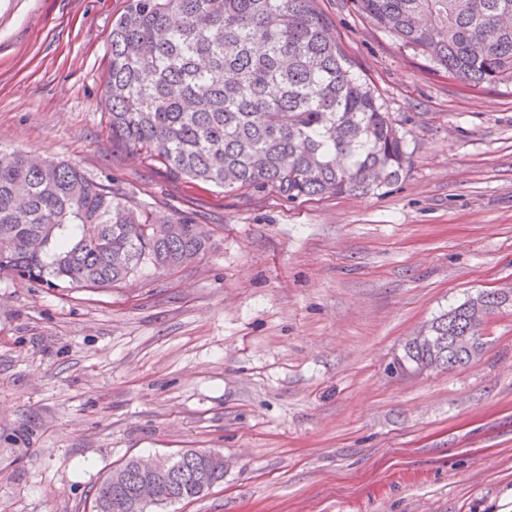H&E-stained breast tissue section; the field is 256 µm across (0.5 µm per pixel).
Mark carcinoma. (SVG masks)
Returning <instances> with one entry per match:
<instances>
[{"label":"carcinoma","mask_w":512,"mask_h":512,"mask_svg":"<svg viewBox=\"0 0 512 512\" xmlns=\"http://www.w3.org/2000/svg\"><path fill=\"white\" fill-rule=\"evenodd\" d=\"M402 45L473 87L512 79V0H353ZM105 96L112 139L190 181L301 198L366 195L411 164L405 135L355 70L318 0H129L112 24ZM209 236L163 220L78 167L21 151L0 156V274L57 287L110 288L190 262ZM474 297L408 339L413 372L463 366L448 334L487 345ZM155 505L192 501L224 479V457L165 458ZM141 475L129 459L96 488L91 512H131Z\"/></svg>","instance_id":"obj_1"}]
</instances>
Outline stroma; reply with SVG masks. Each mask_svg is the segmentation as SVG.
<instances>
[{
    "label": "stroma",
    "mask_w": 512,
    "mask_h": 512,
    "mask_svg": "<svg viewBox=\"0 0 512 512\" xmlns=\"http://www.w3.org/2000/svg\"><path fill=\"white\" fill-rule=\"evenodd\" d=\"M128 0H0V150L76 164L209 248L109 289L0 274V512H84L112 467L224 457L155 512H512V309L477 359L395 370L449 306L512 288V80L480 88L320 0L406 133L366 196L288 202L113 146L103 84Z\"/></svg>",
    "instance_id": "stroma-1"
}]
</instances>
